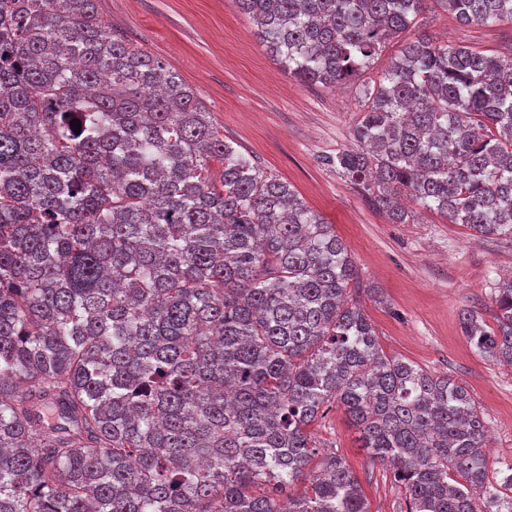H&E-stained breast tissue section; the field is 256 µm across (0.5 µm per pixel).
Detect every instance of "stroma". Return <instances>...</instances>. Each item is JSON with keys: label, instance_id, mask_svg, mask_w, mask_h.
<instances>
[{"label": "stroma", "instance_id": "1", "mask_svg": "<svg viewBox=\"0 0 512 512\" xmlns=\"http://www.w3.org/2000/svg\"><path fill=\"white\" fill-rule=\"evenodd\" d=\"M97 8L102 20L178 74L226 140L332 225L367 287L356 300L384 354L465 386L483 412L490 466L511 473L512 366L482 357L463 335L459 314L474 305L492 319L494 290L512 274V239L475 236L422 208L413 223H390L326 163L351 145L363 85L385 73L417 31L387 43L357 79L311 87L270 57L235 0H97ZM420 30L452 47L489 54L512 48V24L463 25L434 0ZM374 288L381 298L371 296ZM310 431L320 453L336 454L357 476L370 512H404L390 469L361 448L343 407L333 406Z\"/></svg>", "mask_w": 512, "mask_h": 512}]
</instances>
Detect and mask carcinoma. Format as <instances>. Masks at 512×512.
I'll use <instances>...</instances> for the list:
<instances>
[{
  "label": "carcinoma",
  "mask_w": 512,
  "mask_h": 512,
  "mask_svg": "<svg viewBox=\"0 0 512 512\" xmlns=\"http://www.w3.org/2000/svg\"><path fill=\"white\" fill-rule=\"evenodd\" d=\"M235 2L290 76L323 87L427 5ZM434 2L512 24V0ZM351 135L328 162L392 223L413 219L406 192L512 236V54L419 34L363 87ZM357 278L332 225L96 0H0V512H369L334 454L291 493L332 403L406 512H512L480 406L384 354L347 300ZM494 302L495 326L465 309L461 327L512 365V278Z\"/></svg>",
  "instance_id": "carcinoma-1"
}]
</instances>
